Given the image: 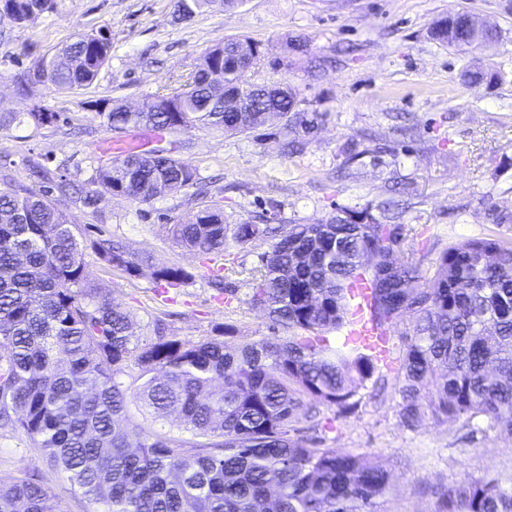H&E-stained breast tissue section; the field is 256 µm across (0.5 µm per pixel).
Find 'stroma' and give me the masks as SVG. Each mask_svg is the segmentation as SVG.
<instances>
[{
    "label": "stroma",
    "instance_id": "stroma-1",
    "mask_svg": "<svg viewBox=\"0 0 512 512\" xmlns=\"http://www.w3.org/2000/svg\"><path fill=\"white\" fill-rule=\"evenodd\" d=\"M175 9L176 0H55L34 26L0 21V113L41 104L61 115L49 126L0 128V187L48 193L74 223L100 226L132 255L148 257L131 277L85 254L88 282L129 313L136 338L153 336L159 315L192 342L227 324L239 342L270 335L265 312L248 303L244 277L233 279L237 299L225 307L208 260L160 230L192 219L206 203L231 220L262 211L285 224H311L339 207L377 205L397 186L413 204L410 226L426 229L430 258L468 237L512 239V224L489 216L493 208L512 212V0H243L183 22L175 21ZM461 12L496 29L495 43L465 53L432 39L436 20ZM103 25L112 32V61L86 94L40 85L19 92V75L37 59L64 47L76 31L91 34ZM239 36L258 42L263 54L246 75L249 83L291 88L298 111L322 113L305 150H285L276 116L243 135L191 129L171 140L175 156L207 183L206 200L182 191L147 202L115 196L83 203L90 167L112 138L85 99L141 108L205 49ZM295 41L306 44V53L291 50ZM477 61L498 79L467 80ZM61 175L73 192H50ZM171 265L194 278L158 296L152 271ZM398 401L393 379L382 390H361L356 409L325 434L326 447L365 455L387 471L381 512H440L441 487L512 472L511 436L428 416L409 427ZM26 446L19 433L0 429L1 476L27 471L51 487L60 512H95Z\"/></svg>",
    "mask_w": 512,
    "mask_h": 512
}]
</instances>
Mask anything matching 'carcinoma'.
<instances>
[{
	"instance_id": "1",
	"label": "carcinoma",
	"mask_w": 512,
	"mask_h": 512,
	"mask_svg": "<svg viewBox=\"0 0 512 512\" xmlns=\"http://www.w3.org/2000/svg\"><path fill=\"white\" fill-rule=\"evenodd\" d=\"M49 0H0V20L33 26ZM232 0H177L180 20ZM432 36L455 48L489 43L497 32L462 13L433 24ZM243 59L261 61L259 45L230 40ZM218 42L192 68L171 77L143 109L110 99L86 101L106 129L161 132L191 129L242 134L273 115L294 134L323 117L295 109L288 87L244 94L233 112L224 91L242 82L234 55ZM112 60V33L77 32L70 44L40 57L31 70L52 91L82 93ZM58 115L40 106L0 113V126L50 125ZM93 197L149 201L193 190L196 169L172 155L128 153L100 164ZM391 190L377 207L336 208L317 224H271L256 215L224 223L206 205L190 222L164 228L182 246L211 261L227 240L268 244L260 265H222L224 278L244 275L248 304L264 311L281 336L230 347L222 339L189 342L166 333L141 342L129 313L86 280L85 251L130 276L138 262L110 238H89L47 195L0 189V427L27 438L88 501L105 512H378L388 476L364 456L325 447L333 414L394 371L402 422L479 419L512 435V241L497 237L450 242L422 269L406 208ZM193 274L178 266L154 271L163 294ZM368 283L369 318L387 330L407 317L395 358L377 357L348 335L345 348L328 333L352 327L353 300ZM139 371V384L121 379ZM173 416L193 441L151 433L132 420L130 405ZM443 512H512V477H469L440 491ZM0 512H58L49 486L20 472L0 478Z\"/></svg>"
}]
</instances>
